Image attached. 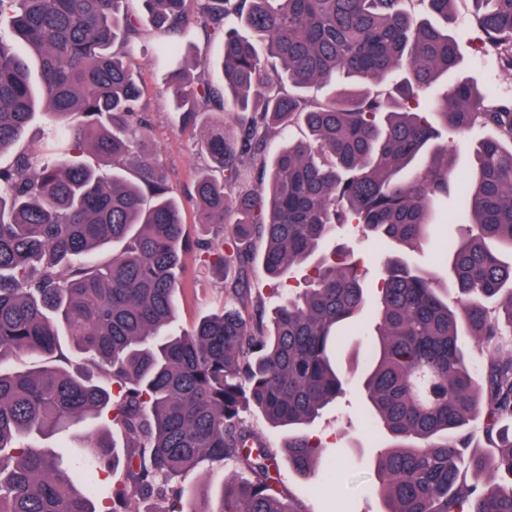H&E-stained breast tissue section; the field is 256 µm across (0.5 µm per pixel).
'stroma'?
Segmentation results:
<instances>
[{
  "instance_id": "35a3bbf8",
  "label": "stroma",
  "mask_w": 512,
  "mask_h": 512,
  "mask_svg": "<svg viewBox=\"0 0 512 512\" xmlns=\"http://www.w3.org/2000/svg\"><path fill=\"white\" fill-rule=\"evenodd\" d=\"M174 62V57L161 55L159 41L152 33L130 59L142 88L144 137L137 151L157 157L163 165L174 195L183 203L189 230L179 310V324L188 328L200 316L235 305L236 299L225 286L223 272L202 265L196 246L197 240L213 237L215 230L196 223L187 192L210 160L196 145L199 127L182 126L171 108L166 77ZM314 433L322 440L315 472L308 477L288 473V495L302 503L306 512H334L333 497L337 494L349 498L355 512H382L372 472L379 436L356 396L347 394L330 405Z\"/></svg>"
}]
</instances>
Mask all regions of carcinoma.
<instances>
[{
	"mask_svg": "<svg viewBox=\"0 0 512 512\" xmlns=\"http://www.w3.org/2000/svg\"><path fill=\"white\" fill-rule=\"evenodd\" d=\"M193 2L192 16L187 0H0V155L53 117L38 155L0 167V512H139L132 491L151 512H305L286 471L313 472L308 427L350 387L336 357L370 306L358 392L385 440L384 512H512V95L461 71L453 29L463 2L512 59V0ZM148 26L172 55L191 28L219 41L218 80L191 78L201 56L169 72L172 109L210 116L199 144L220 175L200 171L192 191L217 228L203 262L244 305L254 240L272 278L312 265L269 317L254 304L174 329L181 206L154 159L120 173L143 136L124 57ZM297 126L309 137L267 157ZM474 131L441 241L448 139ZM346 227L394 250L373 301L357 261L326 250ZM430 239L446 285L411 259ZM250 408L288 427L286 462ZM66 431L64 456L45 441ZM207 463L251 475L227 476L215 509L184 484Z\"/></svg>",
	"mask_w": 512,
	"mask_h": 512,
	"instance_id": "obj_1",
	"label": "carcinoma"
}]
</instances>
